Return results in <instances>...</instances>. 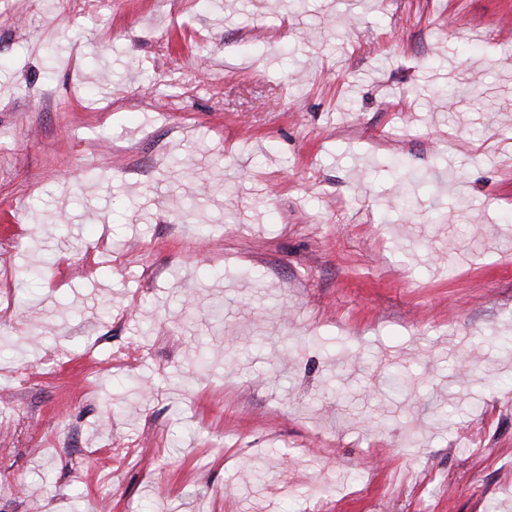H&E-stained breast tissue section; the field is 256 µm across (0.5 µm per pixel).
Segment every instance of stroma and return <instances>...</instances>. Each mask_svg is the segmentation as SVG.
<instances>
[{
    "label": "stroma",
    "instance_id": "stroma-1",
    "mask_svg": "<svg viewBox=\"0 0 512 512\" xmlns=\"http://www.w3.org/2000/svg\"><path fill=\"white\" fill-rule=\"evenodd\" d=\"M500 336L512 0H0V512H512Z\"/></svg>",
    "mask_w": 512,
    "mask_h": 512
}]
</instances>
